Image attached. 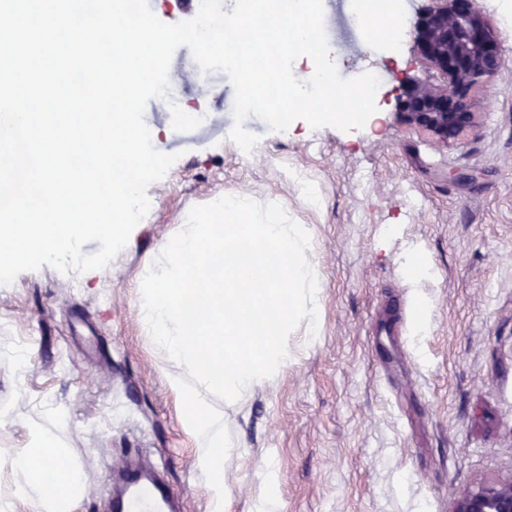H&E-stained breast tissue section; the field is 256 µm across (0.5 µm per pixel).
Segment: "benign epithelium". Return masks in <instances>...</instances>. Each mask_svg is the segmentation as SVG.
I'll return each instance as SVG.
<instances>
[{"mask_svg":"<svg viewBox=\"0 0 512 512\" xmlns=\"http://www.w3.org/2000/svg\"><path fill=\"white\" fill-rule=\"evenodd\" d=\"M416 48L435 81L396 89L401 121L446 146L476 125L470 100L502 67L499 36L475 0H433L416 27ZM450 512H512V481H487L460 494Z\"/></svg>","mask_w":512,"mask_h":512,"instance_id":"7a95c632","label":"benign epithelium"}]
</instances>
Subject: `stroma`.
I'll return each instance as SVG.
<instances>
[{
	"mask_svg": "<svg viewBox=\"0 0 512 512\" xmlns=\"http://www.w3.org/2000/svg\"><path fill=\"white\" fill-rule=\"evenodd\" d=\"M429 5L404 0L394 46L326 45L338 84L368 88L380 127L298 119L274 132L252 117L248 155L228 138L232 85L177 78L172 100L149 101L153 145L178 159L125 248L101 270L45 265L0 286V407L16 413L0 428V512L29 481L21 452L48 432L83 471L76 512H111L126 463L161 470L179 512H213L139 298L161 240L227 190L306 225L321 279L317 333L299 326L288 365L224 410L230 512H263L270 496L276 512H448L464 490L512 480V0H476L504 65L471 100L474 130L448 147L387 98L428 77L412 30ZM174 104L202 124L172 130ZM413 252L424 266L411 275Z\"/></svg>",
	"mask_w": 512,
	"mask_h": 512,
	"instance_id": "1",
	"label": "stroma"
}]
</instances>
